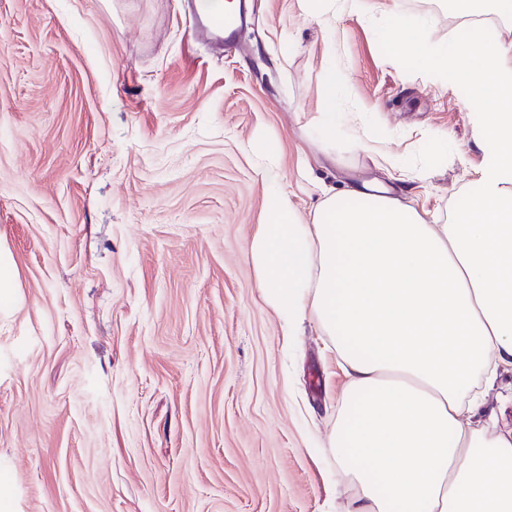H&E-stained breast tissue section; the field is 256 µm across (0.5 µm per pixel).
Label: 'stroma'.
<instances>
[{"label":"stroma","instance_id":"stroma-1","mask_svg":"<svg viewBox=\"0 0 512 512\" xmlns=\"http://www.w3.org/2000/svg\"><path fill=\"white\" fill-rule=\"evenodd\" d=\"M187 0H0V512H347L323 445L344 383L315 319L295 336L246 252L277 147L305 218L322 190L396 187L444 222L483 161L482 96L386 50L512 22L444 0H249L238 49ZM336 109L403 168L321 134ZM338 82V75L335 72H328L325 76V83L327 87V95L324 99L323 108L324 112H319V122L322 131L331 135L336 130V122L340 113H336V102L334 98V91Z\"/></svg>","mask_w":512,"mask_h":512}]
</instances>
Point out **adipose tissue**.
Segmentation results:
<instances>
[{
  "label": "adipose tissue",
  "mask_w": 512,
  "mask_h": 512,
  "mask_svg": "<svg viewBox=\"0 0 512 512\" xmlns=\"http://www.w3.org/2000/svg\"><path fill=\"white\" fill-rule=\"evenodd\" d=\"M403 56L487 94L482 164L445 223L386 191L324 194L303 219L268 196L247 255L285 331L318 320L346 384L327 442L349 512H512V433L491 434L475 375L512 372V40L494 33Z\"/></svg>",
  "instance_id": "ef3b65f1"
}]
</instances>
